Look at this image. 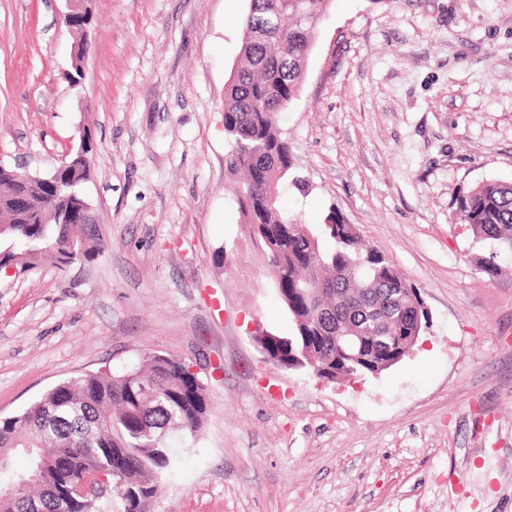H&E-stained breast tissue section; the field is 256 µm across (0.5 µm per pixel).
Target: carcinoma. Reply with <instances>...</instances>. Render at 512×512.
Wrapping results in <instances>:
<instances>
[{
  "instance_id": "obj_1",
  "label": "carcinoma",
  "mask_w": 512,
  "mask_h": 512,
  "mask_svg": "<svg viewBox=\"0 0 512 512\" xmlns=\"http://www.w3.org/2000/svg\"><path fill=\"white\" fill-rule=\"evenodd\" d=\"M239 19L244 38L224 89V134L230 165L242 177L240 206L252 231L265 244L275 286L294 324L289 336L255 340L261 352L283 367L295 353L303 366L336 369V336H361L377 355L389 337L420 336L428 317L409 306L416 289L382 252L362 243L353 227L329 213L318 225L301 223L284 210L276 193H300L307 179L295 170L278 115L297 98L313 34L332 0H247ZM30 207L46 223L0 228L3 263L31 267L43 242L55 244L54 259L82 249L87 262L105 249L97 227L57 224L52 211H69L71 190L44 186L30 194ZM458 219L473 236L512 255V185L485 181L456 200ZM210 409L206 384L177 356H146L120 374L85 373L56 384L20 414L0 417V484L34 471L41 482L0 495V512H23L40 500L44 512H58L56 497L72 496L67 512H149L144 503L157 491L156 479L176 467L174 434L194 438ZM23 453L18 471L12 457ZM89 478L108 483L94 503L72 494Z\"/></svg>"
}]
</instances>
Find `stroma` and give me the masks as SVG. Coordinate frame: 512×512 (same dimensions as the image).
Masks as SVG:
<instances>
[{"instance_id":"stroma-1","label":"stroma","mask_w":512,"mask_h":512,"mask_svg":"<svg viewBox=\"0 0 512 512\" xmlns=\"http://www.w3.org/2000/svg\"><path fill=\"white\" fill-rule=\"evenodd\" d=\"M247 0H94L71 87L62 0H0V163L58 166L88 131L82 186L107 246L0 271V416L148 354L194 366L211 409L174 437L151 512H512V260L456 216L512 182V0H332L279 126L307 193L414 287L429 326L402 362L327 382L268 362L293 332L229 166L224 88Z\"/></svg>"}]
</instances>
